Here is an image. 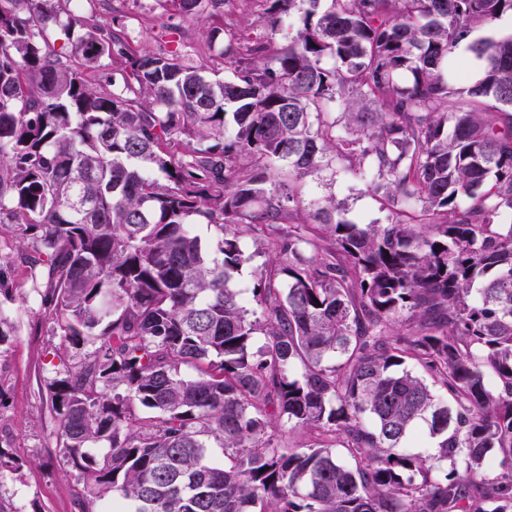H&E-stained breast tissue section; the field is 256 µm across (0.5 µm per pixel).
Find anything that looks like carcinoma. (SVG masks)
<instances>
[{
	"label": "carcinoma",
	"instance_id": "1",
	"mask_svg": "<svg viewBox=\"0 0 512 512\" xmlns=\"http://www.w3.org/2000/svg\"><path fill=\"white\" fill-rule=\"evenodd\" d=\"M67 2L0 0V224L47 268L62 344L94 345L48 384L87 505L512 512V35L472 38L512 0H236L262 9L206 31L227 80L135 53L114 18L55 52ZM161 2L200 22L229 0ZM463 44L481 70L460 89ZM105 56L118 93L83 78ZM275 163L375 173L387 223L283 192ZM246 234L275 250L251 307Z\"/></svg>",
	"mask_w": 512,
	"mask_h": 512
}]
</instances>
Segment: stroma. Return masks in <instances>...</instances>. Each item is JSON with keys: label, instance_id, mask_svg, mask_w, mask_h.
<instances>
[{"label": "stroma", "instance_id": "35a3bbf8", "mask_svg": "<svg viewBox=\"0 0 512 512\" xmlns=\"http://www.w3.org/2000/svg\"><path fill=\"white\" fill-rule=\"evenodd\" d=\"M69 11L109 19L122 17L128 43L139 53L178 51L190 64H207L211 77L224 79V60L211 52L204 27L223 26L226 18L245 19L240 5L230 16L215 14L200 25L163 9L157 0H71ZM366 177L325 170L301 179L304 197L334 196L348 218L361 224H383L387 213L375 200ZM0 268L11 290L0 301V315L11 325L0 343V447L22 464L20 474L0 479V504L9 512H82L83 488L75 469L59 465L55 454L58 424L53 417L47 383L76 361L40 307L45 282L19 255L12 225L0 224Z\"/></svg>", "mask_w": 512, "mask_h": 512}]
</instances>
